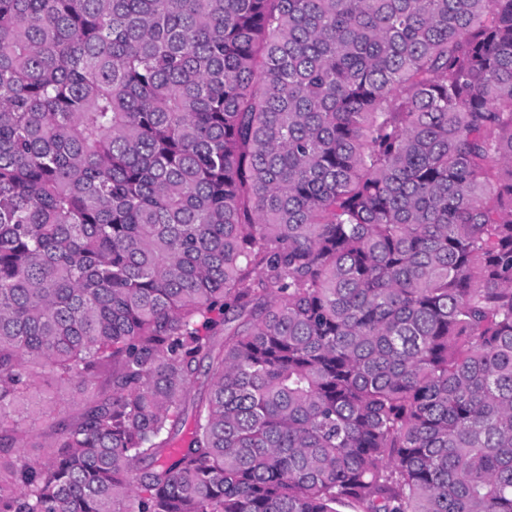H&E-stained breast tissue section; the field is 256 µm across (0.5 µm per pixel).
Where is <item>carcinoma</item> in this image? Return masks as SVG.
Wrapping results in <instances>:
<instances>
[{
    "mask_svg": "<svg viewBox=\"0 0 512 512\" xmlns=\"http://www.w3.org/2000/svg\"><path fill=\"white\" fill-rule=\"evenodd\" d=\"M346 503L512 512V0H0V512ZM86 387L78 380L73 381L63 388L61 391L51 390L45 396L46 409L49 407L55 408L56 421L64 417H68L75 411V406H72L71 401L73 398L80 401L83 399L82 391ZM44 409V411L46 410Z\"/></svg>",
    "mask_w": 512,
    "mask_h": 512,
    "instance_id": "obj_1",
    "label": "carcinoma"
}]
</instances>
